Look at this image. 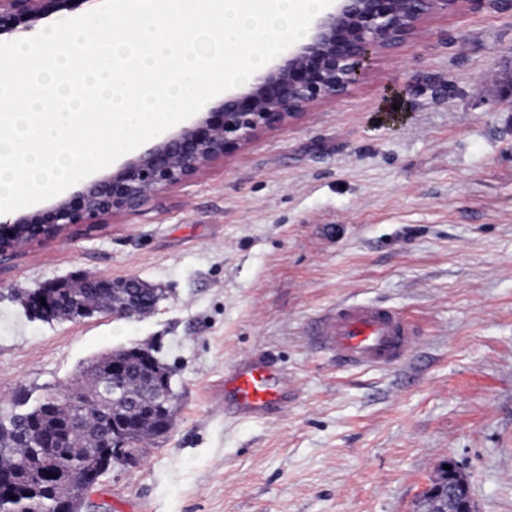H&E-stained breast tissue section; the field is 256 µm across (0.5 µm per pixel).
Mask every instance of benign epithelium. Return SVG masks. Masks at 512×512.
<instances>
[{"mask_svg":"<svg viewBox=\"0 0 512 512\" xmlns=\"http://www.w3.org/2000/svg\"><path fill=\"white\" fill-rule=\"evenodd\" d=\"M77 0H0V37L36 30L53 14L64 19ZM469 0H336L283 58L258 74L239 95L211 107L193 126L163 138L112 174L88 184L74 199L13 221L0 220V256L23 243L59 236L73 224H100L133 210L152 193L185 182L247 142L256 132L280 127L321 101L345 97L364 66L393 53L429 18ZM65 510L81 512L89 484L69 477ZM424 496L442 500L432 512H479L467 479L456 466L439 468Z\"/></svg>","mask_w":512,"mask_h":512,"instance_id":"1","label":"benign epithelium"}]
</instances>
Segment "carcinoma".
<instances>
[{"mask_svg":"<svg viewBox=\"0 0 512 512\" xmlns=\"http://www.w3.org/2000/svg\"><path fill=\"white\" fill-rule=\"evenodd\" d=\"M58 308L48 312L40 308L32 311L45 315L69 319L83 317V313L108 314L112 301H121L128 296L125 289L103 292L91 286L86 277L63 283V287L52 290ZM151 352L146 348L131 347L114 356L97 360L91 367L90 390L65 389L47 395L49 408L23 419L14 412L0 410V487L25 482L34 471L42 473L41 481L27 485V494L16 498L0 496V512H59L58 497L65 489L54 490L55 474L83 473L98 468L102 458L93 450L98 439L112 435V417L121 415L123 405L98 396L103 390L107 368L117 359L130 368L123 383V391L135 399L138 410L129 416L130 423H139L136 432L129 438L124 450L136 452L141 458L146 452V439L160 434L161 427L173 426V415L163 421L154 414L151 406L153 391L162 380H172V373L160 363L151 364L147 358ZM70 423L71 429L65 445L53 448H30L20 433L33 428L53 431L59 424Z\"/></svg>","mask_w":512,"mask_h":512,"instance_id":"1","label":"carcinoma"}]
</instances>
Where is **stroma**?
<instances>
[{
    "mask_svg": "<svg viewBox=\"0 0 512 512\" xmlns=\"http://www.w3.org/2000/svg\"><path fill=\"white\" fill-rule=\"evenodd\" d=\"M511 61L505 0L431 17L342 99L0 258V407L32 408L132 346L173 373L172 430L82 512H416L448 459L480 512H512ZM85 273L161 298L131 318L24 309ZM351 301L415 324L400 365L346 366L313 343L310 323ZM250 355L288 374L268 419L224 414V373Z\"/></svg>",
    "mask_w": 512,
    "mask_h": 512,
    "instance_id": "35a3bbf8",
    "label": "stroma"
}]
</instances>
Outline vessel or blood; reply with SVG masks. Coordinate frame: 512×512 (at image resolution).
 I'll return each mask as SVG.
<instances>
[{"instance_id":"1","label":"vessel or blood","mask_w":512,"mask_h":512,"mask_svg":"<svg viewBox=\"0 0 512 512\" xmlns=\"http://www.w3.org/2000/svg\"><path fill=\"white\" fill-rule=\"evenodd\" d=\"M319 344L354 366L387 367L411 350L415 330L396 310L371 302L342 304L314 329ZM288 379L259 356L240 359L224 374V409L239 419H260L288 404Z\"/></svg>"}]
</instances>
